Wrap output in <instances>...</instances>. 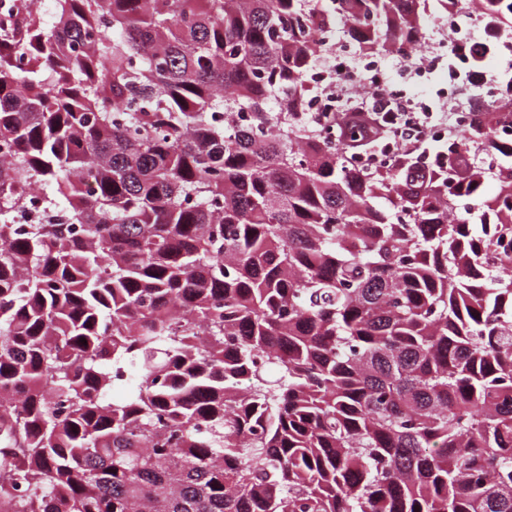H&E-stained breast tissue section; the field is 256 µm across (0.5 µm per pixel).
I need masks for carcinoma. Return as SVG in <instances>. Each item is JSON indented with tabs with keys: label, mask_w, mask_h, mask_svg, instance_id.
<instances>
[{
	"label": "carcinoma",
	"mask_w": 512,
	"mask_h": 512,
	"mask_svg": "<svg viewBox=\"0 0 512 512\" xmlns=\"http://www.w3.org/2000/svg\"><path fill=\"white\" fill-rule=\"evenodd\" d=\"M428 3L0 0V512H512V164L416 191L305 118L315 30Z\"/></svg>",
	"instance_id": "obj_1"
}]
</instances>
